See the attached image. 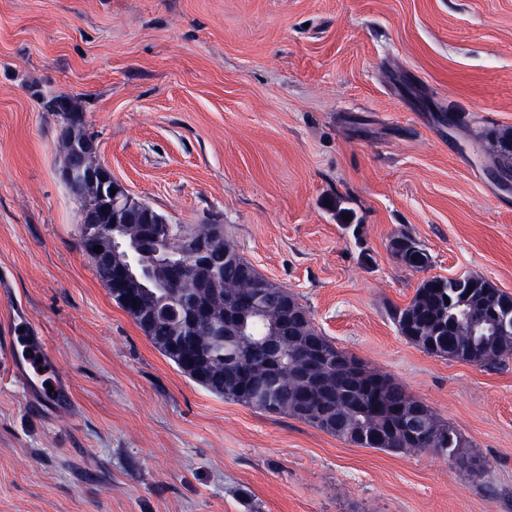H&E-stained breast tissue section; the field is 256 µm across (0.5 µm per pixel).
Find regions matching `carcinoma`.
<instances>
[{
    "instance_id": "carcinoma-1",
    "label": "carcinoma",
    "mask_w": 512,
    "mask_h": 512,
    "mask_svg": "<svg viewBox=\"0 0 512 512\" xmlns=\"http://www.w3.org/2000/svg\"><path fill=\"white\" fill-rule=\"evenodd\" d=\"M64 137L81 144L92 137L84 126L72 119ZM499 145V172H512V129L495 134ZM70 193L80 200V212L92 213L103 206V199L79 180L65 182ZM115 197L128 224H143L151 215L156 244L169 258L177 257L179 247L202 235L220 260L214 277L185 274L180 287L171 289L179 300L193 298L209 306L211 319L224 322L227 335L212 336L204 325L196 330L195 343L182 352L171 350L184 330V323L161 317L143 333L177 369L215 396L270 414H283L312 425L325 433L365 448L389 453L412 449L410 440L391 410L411 407L414 397L399 383L372 370L338 348L328 337L318 335L313 322L303 325L290 321L280 324L277 315L290 308L303 309L288 291L265 278L224 238V225L192 227L173 224L157 210H148L143 200L128 190L115 187ZM80 246L99 279L112 287V265H105L94 252V245L80 238ZM391 251L405 266H430L431 256L411 237L402 235L391 244ZM498 296L499 311L512 317V295L495 288L481 277L464 280L431 277L416 289L411 301L392 312L400 333L425 351L460 362H472V350L494 364L512 354V333L497 335L486 331L481 336H465L462 330L470 320L487 313L484 289ZM472 294H467V291ZM320 336L325 361L319 371L322 379L309 381L289 378L295 361L311 336ZM436 453L445 458H460L471 468H480L478 456H466L465 440L447 423H436Z\"/></svg>"
}]
</instances>
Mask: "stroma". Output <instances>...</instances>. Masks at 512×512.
I'll use <instances>...</instances> for the list:
<instances>
[{"instance_id":"35a3bbf8","label":"stroma","mask_w":512,"mask_h":512,"mask_svg":"<svg viewBox=\"0 0 512 512\" xmlns=\"http://www.w3.org/2000/svg\"><path fill=\"white\" fill-rule=\"evenodd\" d=\"M60 94L113 179L171 223L223 225L483 468L181 374L81 251ZM507 127L512 0H0V351L26 320L61 388L41 398L0 355V512H512V356L438 357L391 317L429 276L512 294V186L489 175ZM403 234L426 272L392 255Z\"/></svg>"}]
</instances>
